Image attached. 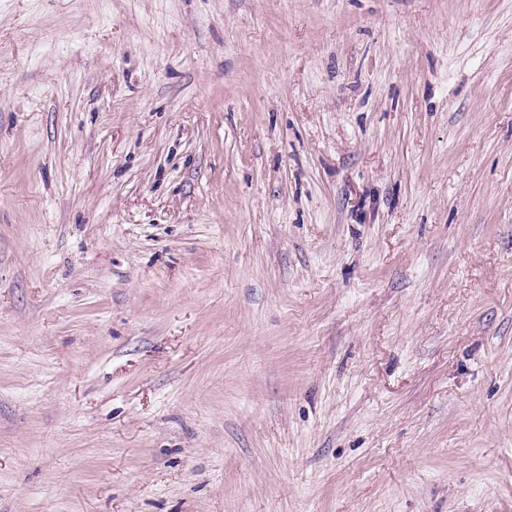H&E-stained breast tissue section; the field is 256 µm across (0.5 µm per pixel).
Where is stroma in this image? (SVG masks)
I'll use <instances>...</instances> for the list:
<instances>
[{
    "instance_id": "35a3bbf8",
    "label": "stroma",
    "mask_w": 512,
    "mask_h": 512,
    "mask_svg": "<svg viewBox=\"0 0 512 512\" xmlns=\"http://www.w3.org/2000/svg\"><path fill=\"white\" fill-rule=\"evenodd\" d=\"M0 512H512V0H0Z\"/></svg>"
}]
</instances>
